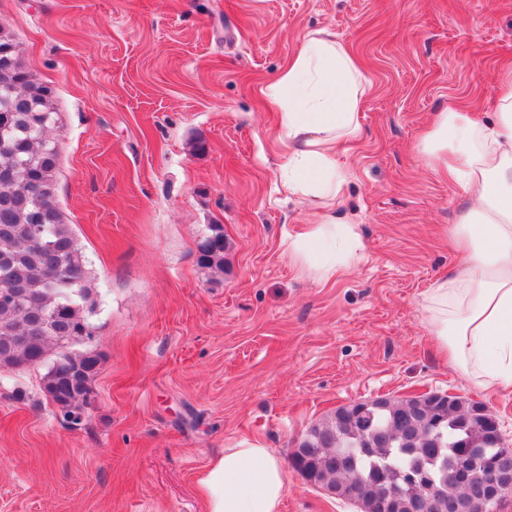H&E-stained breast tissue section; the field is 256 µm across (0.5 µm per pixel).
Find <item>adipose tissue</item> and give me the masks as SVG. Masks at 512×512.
<instances>
[{"instance_id": "obj_1", "label": "adipose tissue", "mask_w": 512, "mask_h": 512, "mask_svg": "<svg viewBox=\"0 0 512 512\" xmlns=\"http://www.w3.org/2000/svg\"><path fill=\"white\" fill-rule=\"evenodd\" d=\"M369 88L357 59L331 32L317 29L302 36L264 90L280 115L281 179L319 214L289 243L288 256L318 281L363 258L356 225L337 222L334 209L347 181L337 155L359 133ZM496 95L493 120L449 105L418 146L423 162L445 171L467 202L450 230L458 266L423 293L424 322L439 352L486 392L512 391V70L499 76ZM197 483L205 512H279L286 476L271 449L243 444L215 455Z\"/></svg>"}]
</instances>
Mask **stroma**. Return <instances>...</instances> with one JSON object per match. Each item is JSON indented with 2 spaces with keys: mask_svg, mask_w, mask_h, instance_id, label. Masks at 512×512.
<instances>
[{
  "mask_svg": "<svg viewBox=\"0 0 512 512\" xmlns=\"http://www.w3.org/2000/svg\"><path fill=\"white\" fill-rule=\"evenodd\" d=\"M0 26L54 91L57 198L101 295L102 355L76 427L42 369L0 377V512H204L197 474L244 440L284 466L280 512H357L289 455L337 407L386 395L480 402L512 446V393L476 388L423 322L462 196L417 154L448 104L493 116L512 0H0ZM320 28L371 84L336 201L364 259L328 282L288 259L314 216L279 181L262 93ZM212 224L218 274L198 262ZM208 230L211 233L205 235L198 246L199 263L205 268L223 272L224 251L227 248L223 228L218 224H212Z\"/></svg>",
  "mask_w": 512,
  "mask_h": 512,
  "instance_id": "35a3bbf8",
  "label": "stroma"
}]
</instances>
